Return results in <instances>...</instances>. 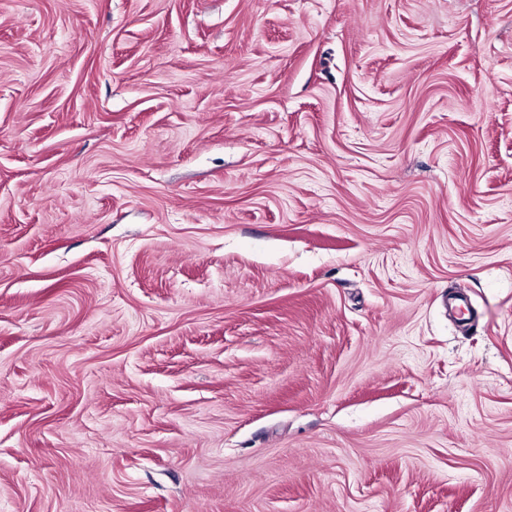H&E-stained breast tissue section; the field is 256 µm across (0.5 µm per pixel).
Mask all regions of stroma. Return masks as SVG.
<instances>
[{
    "mask_svg": "<svg viewBox=\"0 0 512 512\" xmlns=\"http://www.w3.org/2000/svg\"><path fill=\"white\" fill-rule=\"evenodd\" d=\"M0 512H512V0H0Z\"/></svg>",
    "mask_w": 512,
    "mask_h": 512,
    "instance_id": "stroma-1",
    "label": "stroma"
}]
</instances>
